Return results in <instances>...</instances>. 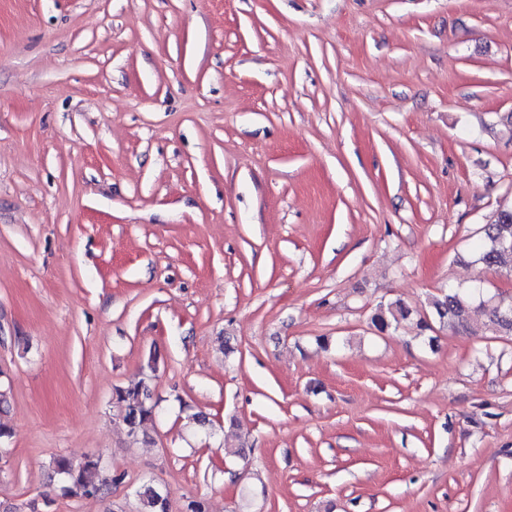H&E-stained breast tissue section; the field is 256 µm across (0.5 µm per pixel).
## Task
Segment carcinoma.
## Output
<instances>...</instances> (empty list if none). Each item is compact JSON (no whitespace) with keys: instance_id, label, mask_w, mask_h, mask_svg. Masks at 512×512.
Segmentation results:
<instances>
[{"instance_id":"1","label":"carcinoma","mask_w":512,"mask_h":512,"mask_svg":"<svg viewBox=\"0 0 512 512\" xmlns=\"http://www.w3.org/2000/svg\"><path fill=\"white\" fill-rule=\"evenodd\" d=\"M484 241L478 254L479 260L497 272L512 276V208L500 212L494 224L484 227ZM432 313L439 321L453 329L470 331V318L474 306L487 312L484 331L503 336L512 335V305L502 304L493 298L483 299L481 287L469 289L448 288L442 297L429 299ZM412 316V310L400 301L379 306L372 316V324L381 332L396 330ZM112 398L122 408V423L129 437H138L143 425L155 416L149 376L134 378L125 386L114 389ZM55 471L66 493L85 498L101 497L112 486L123 481V475L113 474L104 468L100 458L88 456L75 461L60 457L55 461ZM141 512H169L168 492L160 486L146 483L137 491Z\"/></svg>"}]
</instances>
